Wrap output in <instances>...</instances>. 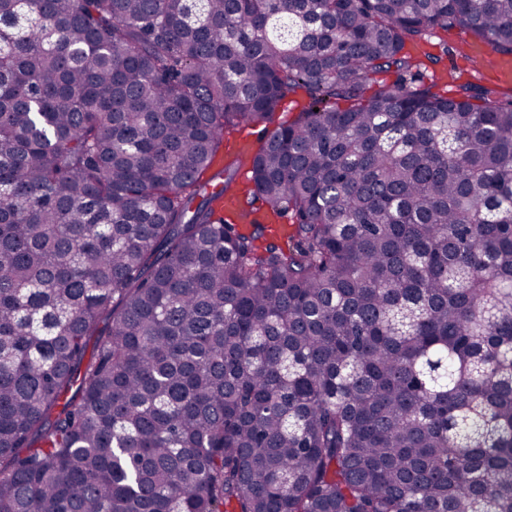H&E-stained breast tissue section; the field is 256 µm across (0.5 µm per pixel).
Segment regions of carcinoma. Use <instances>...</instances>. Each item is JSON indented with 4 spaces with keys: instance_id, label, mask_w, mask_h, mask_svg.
<instances>
[{
    "instance_id": "cac0c4a2",
    "label": "carcinoma",
    "mask_w": 512,
    "mask_h": 512,
    "mask_svg": "<svg viewBox=\"0 0 512 512\" xmlns=\"http://www.w3.org/2000/svg\"><path fill=\"white\" fill-rule=\"evenodd\" d=\"M436 29L512 0H0V512H512V89ZM300 92L285 248L207 172ZM464 40L466 42H463ZM481 43L483 41L457 32L446 33L442 30H436L423 41L407 42L405 51L424 64L419 69L417 81L426 85L434 84L435 90L446 97L455 96L458 85L466 82L478 83L493 90L512 87V84L511 86H504L498 83L492 71L495 59L509 58L512 60V57L501 56L492 52L489 45H486L477 57V62L480 63L491 55L486 66L483 69H471L466 58L467 54L472 47ZM444 45L448 46L447 52L442 49ZM428 54L437 57V63L428 60ZM448 69L452 70L451 80H448L446 75Z\"/></svg>"
}]
</instances>
